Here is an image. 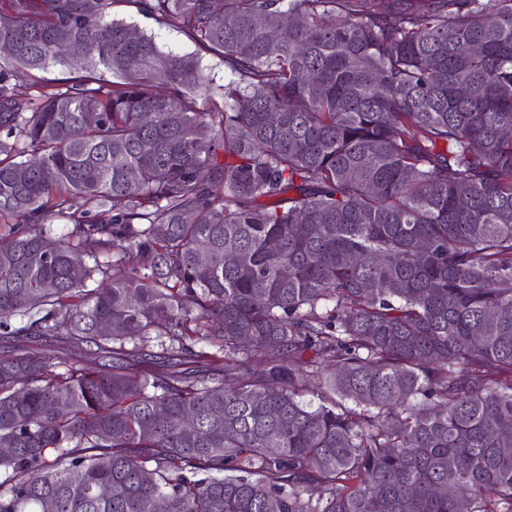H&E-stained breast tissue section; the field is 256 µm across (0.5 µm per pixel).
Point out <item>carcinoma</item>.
I'll return each instance as SVG.
<instances>
[{
	"label": "carcinoma",
	"instance_id": "cac0c4a2",
	"mask_svg": "<svg viewBox=\"0 0 512 512\" xmlns=\"http://www.w3.org/2000/svg\"><path fill=\"white\" fill-rule=\"evenodd\" d=\"M4 41L0 512H512V0H0ZM113 18L135 24L145 34L154 36L158 46L164 51L172 50L180 54L197 53L196 46L183 33L161 27L153 20L122 10L114 12Z\"/></svg>",
	"mask_w": 512,
	"mask_h": 512
}]
</instances>
